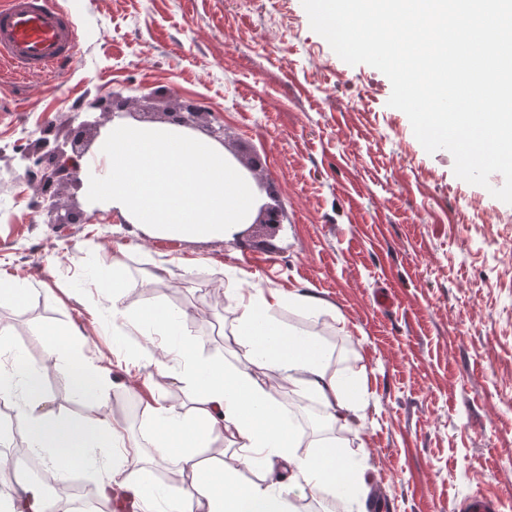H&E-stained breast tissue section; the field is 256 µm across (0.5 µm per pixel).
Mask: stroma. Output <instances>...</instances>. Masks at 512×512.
I'll use <instances>...</instances> for the list:
<instances>
[{
  "instance_id": "35a3bbf8",
  "label": "stroma",
  "mask_w": 512,
  "mask_h": 512,
  "mask_svg": "<svg viewBox=\"0 0 512 512\" xmlns=\"http://www.w3.org/2000/svg\"><path fill=\"white\" fill-rule=\"evenodd\" d=\"M80 34L63 81L0 75V269L28 290L0 302L15 356L41 367V387L61 418L110 415L136 442L132 469L163 491L182 476L155 456L147 406H190L182 383L157 373L145 331L119 333L112 299L94 283L122 268L121 306L162 304L183 315L186 342L204 360L240 365L226 280L243 294L311 292L329 309L310 317L285 304L279 321L316 336L326 370L365 379V415L340 426L356 453L367 512H459L483 493L512 512V205L453 172L444 149L427 153L404 112L388 104L379 70L350 65L315 33L301 0H61ZM118 95L128 112L90 116L94 153L117 124L160 125L192 101L224 125L234 162L259 157L253 188L283 212L276 232L249 225L232 236L155 235L89 202L85 169L58 187L62 204L95 215L55 227L36 206L15 150L42 137L68 147L79 103ZM347 332H340L336 316ZM76 331L69 359L47 358L42 332ZM122 350L141 368L126 375ZM99 367L89 399L67 369Z\"/></svg>"
}]
</instances>
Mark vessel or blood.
I'll return each instance as SVG.
<instances>
[{
    "label": "vessel or blood",
    "mask_w": 512,
    "mask_h": 512,
    "mask_svg": "<svg viewBox=\"0 0 512 512\" xmlns=\"http://www.w3.org/2000/svg\"><path fill=\"white\" fill-rule=\"evenodd\" d=\"M78 46L73 18L58 0H0V66L15 75L63 78Z\"/></svg>",
    "instance_id": "b4317fda"
}]
</instances>
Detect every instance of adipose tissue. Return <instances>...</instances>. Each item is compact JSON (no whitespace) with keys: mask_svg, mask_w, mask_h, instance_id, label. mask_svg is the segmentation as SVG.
Here are the masks:
<instances>
[{"mask_svg":"<svg viewBox=\"0 0 512 512\" xmlns=\"http://www.w3.org/2000/svg\"><path fill=\"white\" fill-rule=\"evenodd\" d=\"M224 295L237 312L232 334L247 359L240 366L202 361L190 345L174 341L177 317L166 307L150 306L133 315L117 305L112 309L128 326L161 337L157 369L177 373L195 404L189 414L159 401L149 407L154 451L184 477L171 512H291L292 496L306 494L320 498L324 512H365L364 480L349 451L335 439L320 438L300 453L302 437L285 402L254 373L260 367L280 374L291 394L318 399L330 422L360 412L359 377L327 375L326 351L319 340L288 328L274 315L289 304L317 316L326 311V303L301 292L247 297L231 282ZM0 396L17 398L30 447L54 449L50 479H64L91 449L105 448L112 453V471L100 484L99 495L108 499L115 489L129 487L142 512H153L146 473L128 470L136 449L122 424L107 417L91 426L61 419L48 407L35 367L21 371L16 381L0 377ZM219 440L229 442L231 454L219 464L205 465L202 450ZM244 467L254 472V479H242ZM16 484L19 495L1 497L0 512H52L43 484L21 473Z\"/></svg>","mask_w":512,"mask_h":512,"instance_id":"adipose-tissue-1","label":"adipose tissue"}]
</instances>
